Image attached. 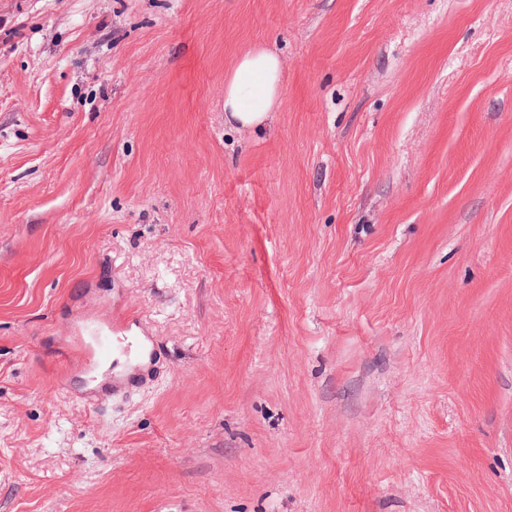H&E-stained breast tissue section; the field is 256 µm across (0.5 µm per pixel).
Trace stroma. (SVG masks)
<instances>
[{
    "instance_id": "1",
    "label": "stroma",
    "mask_w": 512,
    "mask_h": 512,
    "mask_svg": "<svg viewBox=\"0 0 512 512\" xmlns=\"http://www.w3.org/2000/svg\"><path fill=\"white\" fill-rule=\"evenodd\" d=\"M0 512H512V0H0ZM282 59L263 45L238 55L224 76V124L261 130L269 125L283 92ZM114 332H126L130 336L126 337V343L120 349H114L110 336ZM141 332L140 323L129 314L114 312L112 320L98 324L94 328H82L78 335L74 337L75 346L82 351L84 355L83 369L86 373L93 375V380L99 377H105L100 381L98 388L106 390L110 396L129 387L134 379L129 378L121 381H114L112 372L118 354L126 360L134 361L145 355L153 357L155 343L153 338L138 335ZM86 336L91 340L88 341ZM108 378V380H107Z\"/></svg>"
}]
</instances>
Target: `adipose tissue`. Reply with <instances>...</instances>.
<instances>
[{"label": "adipose tissue", "mask_w": 512, "mask_h": 512, "mask_svg": "<svg viewBox=\"0 0 512 512\" xmlns=\"http://www.w3.org/2000/svg\"><path fill=\"white\" fill-rule=\"evenodd\" d=\"M282 59L263 45L238 55L224 77V122L234 129L269 125L283 92Z\"/></svg>", "instance_id": "1"}]
</instances>
